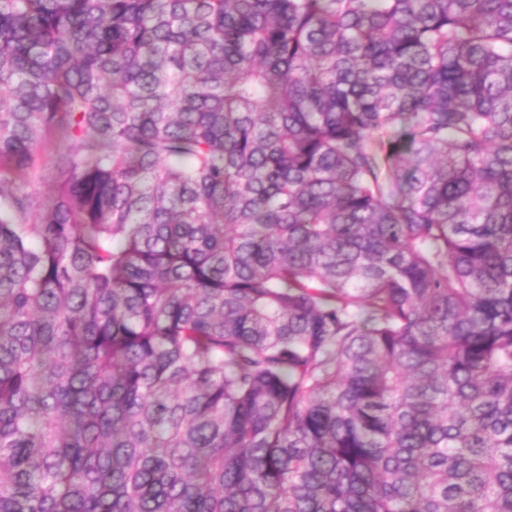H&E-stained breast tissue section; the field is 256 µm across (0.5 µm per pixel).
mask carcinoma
Listing matches in <instances>:
<instances>
[{"label": "carcinoma", "instance_id": "1", "mask_svg": "<svg viewBox=\"0 0 512 512\" xmlns=\"http://www.w3.org/2000/svg\"><path fill=\"white\" fill-rule=\"evenodd\" d=\"M0 512H512V0H0Z\"/></svg>", "mask_w": 512, "mask_h": 512}]
</instances>
